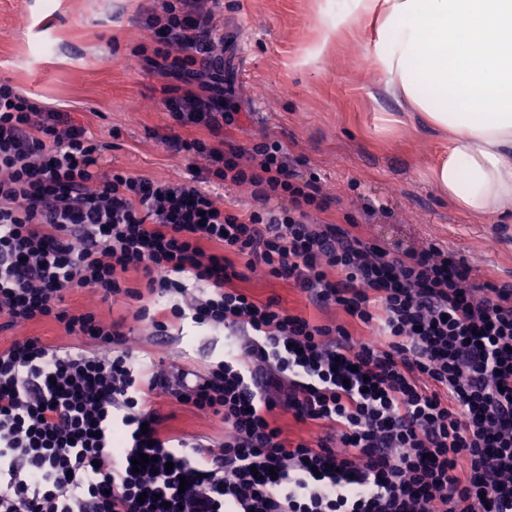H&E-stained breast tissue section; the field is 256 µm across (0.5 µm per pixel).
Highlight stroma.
I'll return each instance as SVG.
<instances>
[{"label":"stroma","mask_w":512,"mask_h":512,"mask_svg":"<svg viewBox=\"0 0 512 512\" xmlns=\"http://www.w3.org/2000/svg\"><path fill=\"white\" fill-rule=\"evenodd\" d=\"M154 0H0V78L44 106L67 113L102 144L99 166L152 180L187 175L204 159L179 153L164 135L211 140L198 124L177 125L164 91L170 77L155 69L144 22ZM224 39V109L233 117L223 138L252 147L263 136L281 140L319 174L333 201L323 221L357 225L391 252L437 245L463 259L477 281L512 285V223L459 211L430 171L448 136L403 115L382 88L365 33L333 32L336 0H207ZM326 48L318 59L308 51ZM245 286L258 298L323 323L341 311L319 312L292 286L252 274ZM70 309L105 321L130 319L136 301L90 289L66 293ZM130 339L152 350L159 367L199 370L224 357V332L190 323L153 343L132 322ZM170 434L206 439L216 417L160 399Z\"/></svg>","instance_id":"1"}]
</instances>
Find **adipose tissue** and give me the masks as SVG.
Masks as SVG:
<instances>
[{
  "label": "adipose tissue",
  "mask_w": 512,
  "mask_h": 512,
  "mask_svg": "<svg viewBox=\"0 0 512 512\" xmlns=\"http://www.w3.org/2000/svg\"><path fill=\"white\" fill-rule=\"evenodd\" d=\"M384 88L451 137L432 171L462 212L512 218V0H347Z\"/></svg>",
  "instance_id": "adipose-tissue-1"
}]
</instances>
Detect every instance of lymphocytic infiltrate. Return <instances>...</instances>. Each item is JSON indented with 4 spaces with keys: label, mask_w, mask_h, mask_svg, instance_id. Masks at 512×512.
Listing matches in <instances>:
<instances>
[{
    "label": "lymphocytic infiltrate",
    "mask_w": 512,
    "mask_h": 512,
    "mask_svg": "<svg viewBox=\"0 0 512 512\" xmlns=\"http://www.w3.org/2000/svg\"><path fill=\"white\" fill-rule=\"evenodd\" d=\"M146 25L185 83L173 119L218 132L213 13L160 0ZM167 142L213 169L97 172L91 132L0 80V330L52 319L79 339L0 351V512H512V286L436 245L393 255L315 221L329 199L281 141ZM204 175L292 206L226 210ZM259 267L365 335L239 289ZM131 269L143 288L122 280ZM85 288L138 301L157 337L174 321L224 328L228 350L172 382L135 371L124 322L64 307ZM165 395L219 416L222 435H167ZM278 412L322 436L290 439Z\"/></svg>",
    "instance_id": "f902f5d3"
}]
</instances>
